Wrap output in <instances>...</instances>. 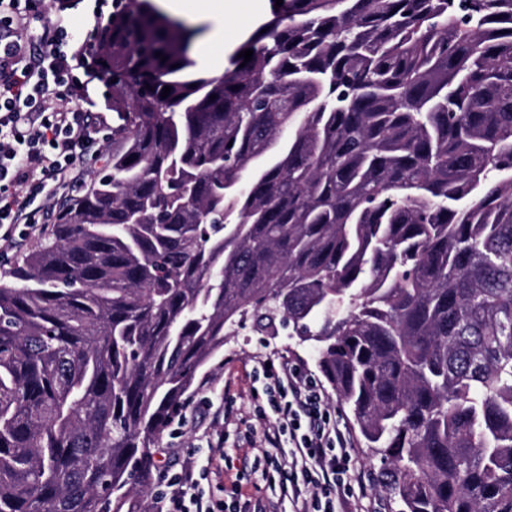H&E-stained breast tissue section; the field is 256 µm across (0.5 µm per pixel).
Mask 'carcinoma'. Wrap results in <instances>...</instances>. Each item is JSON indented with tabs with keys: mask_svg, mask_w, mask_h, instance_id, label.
<instances>
[{
	"mask_svg": "<svg viewBox=\"0 0 512 512\" xmlns=\"http://www.w3.org/2000/svg\"><path fill=\"white\" fill-rule=\"evenodd\" d=\"M263 27L221 76L153 0L94 34L112 153L0 276V512H151L249 316L312 346L400 512H512V0Z\"/></svg>",
	"mask_w": 512,
	"mask_h": 512,
	"instance_id": "carcinoma-1",
	"label": "carcinoma"
}]
</instances>
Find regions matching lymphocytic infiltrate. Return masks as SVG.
Masks as SVG:
<instances>
[{"label": "lymphocytic infiltrate", "instance_id": "lymphocytic-infiltrate-1", "mask_svg": "<svg viewBox=\"0 0 512 512\" xmlns=\"http://www.w3.org/2000/svg\"><path fill=\"white\" fill-rule=\"evenodd\" d=\"M87 7L101 26L109 0H62L45 17L41 0H0V243L7 227L35 224L92 143L101 113L81 104L96 78L90 50L70 36L67 11ZM270 408L245 436L254 465L276 472L272 497L223 504L197 494L193 461H169L155 512H358L349 483L350 443L325 395L298 365L263 368Z\"/></svg>", "mask_w": 512, "mask_h": 512}]
</instances>
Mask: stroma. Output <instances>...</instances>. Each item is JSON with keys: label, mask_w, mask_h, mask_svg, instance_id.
<instances>
[{"label": "stroma", "mask_w": 512, "mask_h": 512, "mask_svg": "<svg viewBox=\"0 0 512 512\" xmlns=\"http://www.w3.org/2000/svg\"><path fill=\"white\" fill-rule=\"evenodd\" d=\"M271 0H236V16L230 26L237 28L234 43L219 47L197 41V52H209L213 57H230L261 24L269 17ZM59 200H52V214L45 223L27 228L17 225L14 229L15 244L0 250V271L10 269L47 238L53 228V214L58 211ZM288 358L302 363L311 373H318L316 354L308 345L292 339L281 323L247 324L245 328L230 332L224 341V353L213 359L197 375L198 384L192 389V398L209 394L213 402L229 397L234 401V415L223 424H212L206 411L184 410L179 420L173 421L164 432L161 447L171 448L180 456L192 458L198 467L210 466L214 457L211 449L216 435L224 437V461L235 469L243 467L238 438L245 428L256 424L253 412L255 405L265 403L264 379L256 374L257 359ZM328 402L340 428L346 430L352 442L351 454L356 472L365 476V490L360 495L358 506L362 512H399L398 505L382 488L379 461L372 459L363 439L353 423L348 408L335 393H328Z\"/></svg>", "instance_id": "stroma-1"}]
</instances>
